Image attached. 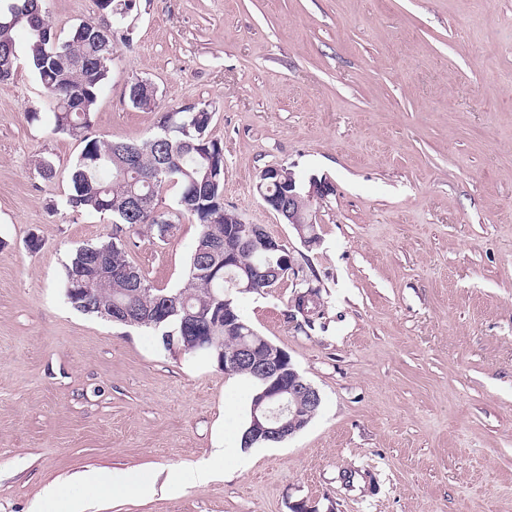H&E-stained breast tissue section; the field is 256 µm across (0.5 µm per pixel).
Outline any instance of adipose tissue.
I'll return each mask as SVG.
<instances>
[{
  "label": "adipose tissue",
  "instance_id": "1",
  "mask_svg": "<svg viewBox=\"0 0 512 512\" xmlns=\"http://www.w3.org/2000/svg\"><path fill=\"white\" fill-rule=\"evenodd\" d=\"M226 449H213L209 458L181 472L178 479H160L158 474L130 471H86L74 476L72 484L47 485L34 502L32 512H89L93 503H103L134 492L146 497L172 495L182 485L202 486L224 468Z\"/></svg>",
  "mask_w": 512,
  "mask_h": 512
}]
</instances>
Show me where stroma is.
<instances>
[{"label":"stroma","mask_w":512,"mask_h":512,"mask_svg":"<svg viewBox=\"0 0 512 512\" xmlns=\"http://www.w3.org/2000/svg\"><path fill=\"white\" fill-rule=\"evenodd\" d=\"M44 7L61 36L96 13ZM114 40L94 134L141 140L159 112L211 106L225 206L297 270L241 312L322 402L207 485L98 512H512V0H137ZM16 52L0 82V512L82 471L179 472L245 427L253 392L67 302L70 253L112 226L66 206L82 146L54 132L25 34ZM137 79L158 112L130 103ZM42 158L53 180L35 175ZM269 165L332 184L317 245L258 194ZM198 232L188 216L166 243L133 228L130 257L154 287H181ZM305 279L324 329L289 316Z\"/></svg>","instance_id":"1"}]
</instances>
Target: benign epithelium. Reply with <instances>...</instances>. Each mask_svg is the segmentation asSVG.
Wrapping results in <instances>:
<instances>
[{"instance_id": "1", "label": "benign epithelium", "mask_w": 512, "mask_h": 512, "mask_svg": "<svg viewBox=\"0 0 512 512\" xmlns=\"http://www.w3.org/2000/svg\"><path fill=\"white\" fill-rule=\"evenodd\" d=\"M274 184L278 191L264 192ZM256 189L266 205L291 225L305 245L315 243L311 224L315 223L310 205L331 192L329 182L312 178L309 187L297 184L295 173L282 166H267L258 176ZM262 230L260 224H232L224 230V237L236 240L238 249L248 246L250 236ZM286 353L269 341L254 347L244 345L224 356V373L235 375L248 370L255 381L263 385L255 395L251 409L250 433L256 439L282 441L291 438L316 414L321 402L319 391L293 367H284ZM303 398L309 407V416H298L295 400Z\"/></svg>"}]
</instances>
